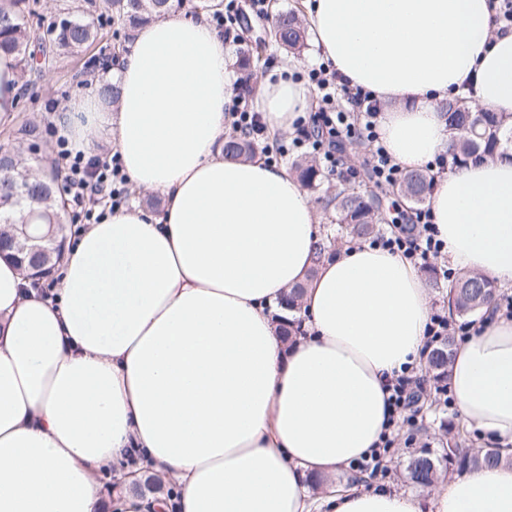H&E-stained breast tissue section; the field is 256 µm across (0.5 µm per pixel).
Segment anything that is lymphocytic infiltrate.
I'll return each mask as SVG.
<instances>
[{
	"label": "lymphocytic infiltrate",
	"instance_id": "f902f5d3",
	"mask_svg": "<svg viewBox=\"0 0 512 512\" xmlns=\"http://www.w3.org/2000/svg\"><path fill=\"white\" fill-rule=\"evenodd\" d=\"M308 82L318 108L311 116L312 131H299L295 145L309 147L329 174L350 179L354 172L342 168L340 149L347 141L365 143L369 147L367 163L374 181L381 186L395 185L401 178L402 168L381 143L378 102L371 92L360 87H343L340 75L326 64L311 69ZM340 91L346 96L347 108L343 111L336 108V94ZM228 112L233 129L254 143H267V127L251 98L234 95ZM57 146L58 156L66 166L65 185L76 204L108 201L115 207L121 205L122 192L114 185L121 177L117 158L92 164L84 161L81 155L72 154L65 139H58ZM374 244L401 254L421 267L443 258L445 252V244L438 239L432 213L427 208L418 209L406 227L376 238Z\"/></svg>",
	"mask_w": 512,
	"mask_h": 512
}]
</instances>
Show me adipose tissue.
Instances as JSON below:
<instances>
[{
	"mask_svg": "<svg viewBox=\"0 0 512 512\" xmlns=\"http://www.w3.org/2000/svg\"><path fill=\"white\" fill-rule=\"evenodd\" d=\"M315 46L384 103L381 142L426 170L448 151L442 100L462 95L512 126V29L487 0H302ZM224 37L166 15L108 69L119 103L74 97L71 148L114 145L161 212L83 225L51 287L0 257V512H512V466L471 471L432 498L336 488L389 425L387 382L417 365L431 303L418 268L367 244L316 257V208L287 167L224 154L232 94ZM311 92L260 77L270 132L295 130ZM427 204L449 264L512 286V147L435 175ZM303 286L307 333L271 319ZM463 424L512 455V320L495 317L451 365ZM120 469L104 500L98 478ZM180 494L141 496L145 474Z\"/></svg>",
	"mask_w": 512,
	"mask_h": 512,
	"instance_id": "adipose-tissue-1",
	"label": "adipose tissue"
}]
</instances>
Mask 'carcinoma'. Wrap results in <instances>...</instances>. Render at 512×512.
<instances>
[{"label":"carcinoma","instance_id":"obj_1","mask_svg":"<svg viewBox=\"0 0 512 512\" xmlns=\"http://www.w3.org/2000/svg\"><path fill=\"white\" fill-rule=\"evenodd\" d=\"M186 6L209 12H220L221 0H62L54 19L43 15L40 0H0V50L13 53L17 59V79L21 86L32 84L35 54L45 58L48 70H53L65 56H76L87 46L105 37V27L118 25L133 31L155 16L169 14ZM274 41L290 54L300 53L307 44V31L293 10L277 13L269 28ZM452 134V155L461 164L470 158H492L502 141V118L494 112H475L465 102H447L441 106ZM14 145L4 148L8 165L0 170L3 181L22 187V196L0 195V226L28 224L29 232L42 239L44 260L55 265L58 255L51 252V235L45 225L59 223L64 214L56 193L58 171L46 177L44 169L33 167L23 156L22 147L42 138L41 123L36 120L22 124L11 135ZM258 149L238 134H230L224 143V153L231 158L253 159ZM293 170L308 190L318 194L324 208L331 212V223L337 231L360 239L379 230L383 221L378 207V195L365 188L340 180L332 185L317 164L302 158ZM398 190L414 205L426 201L427 176L410 171L401 177ZM495 305L493 282L476 274H462L451 281L448 289V314L466 317L486 312ZM452 337H446L427 356L424 376L438 386L448 375L452 356ZM502 457L495 450L482 452L467 448L458 435L448 439V448L437 457L427 449L419 452L406 467V478L415 487L430 488L439 477L454 468L475 470L495 466Z\"/></svg>","mask_w":512,"mask_h":512}]
</instances>
